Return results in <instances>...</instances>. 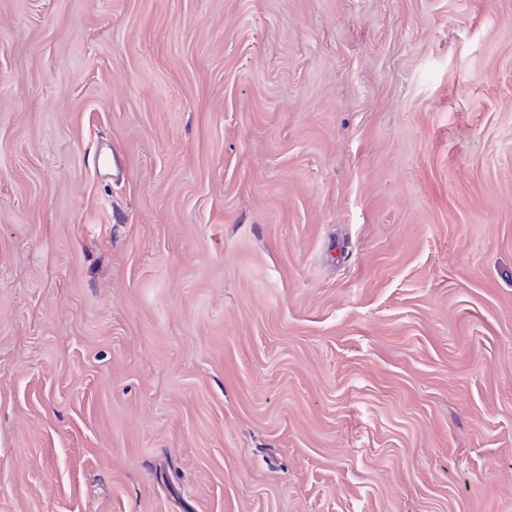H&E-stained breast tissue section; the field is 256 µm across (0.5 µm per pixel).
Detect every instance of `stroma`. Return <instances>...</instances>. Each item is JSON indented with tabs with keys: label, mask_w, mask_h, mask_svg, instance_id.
I'll return each instance as SVG.
<instances>
[{
	"label": "stroma",
	"mask_w": 512,
	"mask_h": 512,
	"mask_svg": "<svg viewBox=\"0 0 512 512\" xmlns=\"http://www.w3.org/2000/svg\"><path fill=\"white\" fill-rule=\"evenodd\" d=\"M0 512H512V0H0Z\"/></svg>",
	"instance_id": "obj_1"
}]
</instances>
